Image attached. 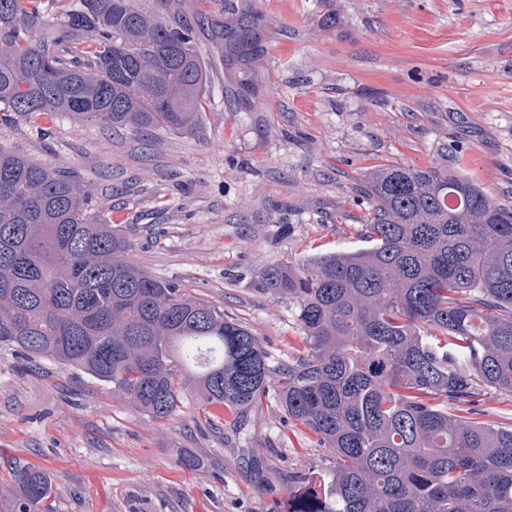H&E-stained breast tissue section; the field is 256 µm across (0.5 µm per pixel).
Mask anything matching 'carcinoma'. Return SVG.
<instances>
[{
  "mask_svg": "<svg viewBox=\"0 0 512 512\" xmlns=\"http://www.w3.org/2000/svg\"><path fill=\"white\" fill-rule=\"evenodd\" d=\"M0 0V134L47 135L66 115L114 131L192 135L209 81L199 48L250 46L252 28L201 13L164 20L141 0H80L47 25ZM364 245L263 266L259 290L294 306L306 348L273 362L224 309L131 259L76 170L0 145V346L48 357L165 419L193 388L239 431L275 396L332 454L318 491L293 476L271 512H512V427L470 417L512 394V209L463 174L369 173ZM11 512H53L50 481L10 469Z\"/></svg>",
  "mask_w": 512,
  "mask_h": 512,
  "instance_id": "obj_1",
  "label": "carcinoma"
}]
</instances>
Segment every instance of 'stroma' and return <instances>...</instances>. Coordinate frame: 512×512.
Wrapping results in <instances>:
<instances>
[{"mask_svg":"<svg viewBox=\"0 0 512 512\" xmlns=\"http://www.w3.org/2000/svg\"><path fill=\"white\" fill-rule=\"evenodd\" d=\"M248 3L255 56L201 44L210 80L195 134L64 117L48 139L22 122L0 144L81 170L139 265L223 307L284 361L302 333L258 273L358 247L374 167L462 171L512 208V0H183L182 17L231 24ZM15 363L0 347V512L19 464L51 478L54 512H267L296 472L329 470L275 399L241 433L219 407L198 420L191 392L156 420L70 366ZM185 455L200 467L183 469Z\"/></svg>","mask_w":512,"mask_h":512,"instance_id":"1","label":"stroma"}]
</instances>
